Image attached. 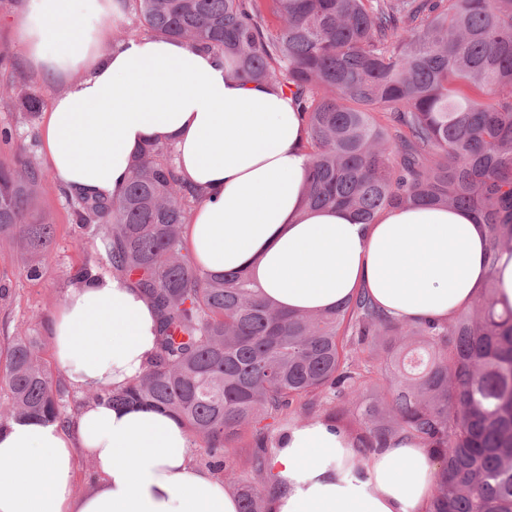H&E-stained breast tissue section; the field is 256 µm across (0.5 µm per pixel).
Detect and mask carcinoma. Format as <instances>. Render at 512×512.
I'll use <instances>...</instances> for the list:
<instances>
[{
	"label": "carcinoma",
	"instance_id": "carcinoma-1",
	"mask_svg": "<svg viewBox=\"0 0 512 512\" xmlns=\"http://www.w3.org/2000/svg\"><path fill=\"white\" fill-rule=\"evenodd\" d=\"M121 2L131 36L222 54L232 76L291 94L308 207L372 224L386 210L447 206L486 226L489 260L512 246V0ZM176 159L173 143L147 141L120 197L73 202L77 228L100 236L112 273L158 312L147 372L90 401L175 416L214 471L249 430L253 477L231 482L240 512H266L274 427L296 407L323 412L361 453L397 437L433 448L431 512H512V308L496 309L494 277L448 323L394 321L364 291L319 314L285 312L247 270L192 259L184 228L204 193ZM38 182L28 163L0 165V239L20 246L32 279L54 236L32 212ZM6 386L0 428L71 418L30 336L8 346Z\"/></svg>",
	"mask_w": 512,
	"mask_h": 512
}]
</instances>
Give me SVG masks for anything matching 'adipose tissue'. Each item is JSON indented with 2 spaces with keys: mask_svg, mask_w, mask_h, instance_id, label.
Listing matches in <instances>:
<instances>
[{
  "mask_svg": "<svg viewBox=\"0 0 512 512\" xmlns=\"http://www.w3.org/2000/svg\"><path fill=\"white\" fill-rule=\"evenodd\" d=\"M115 0H29L19 38L53 74L77 73L42 122V152L60 188L120 195L133 152L175 143L178 165L205 200L186 242L206 271L248 270L280 307L320 312L366 289L392 318L448 322L487 279L512 307V249L486 257L473 214L418 207L357 223L342 208L307 210L309 157L291 96L227 76L224 59L176 39L114 45ZM53 358L82 390L143 375L156 350L157 315L129 280L74 282L55 313ZM172 416L141 406L88 405L71 422L22 420L0 428V512H239L222 480L191 460ZM96 466L74 491L79 456ZM431 448L396 439L363 455L327 420L284 428L266 462L269 512H429Z\"/></svg>",
  "mask_w": 512,
  "mask_h": 512,
  "instance_id": "ef3b65f1",
  "label": "adipose tissue"
}]
</instances>
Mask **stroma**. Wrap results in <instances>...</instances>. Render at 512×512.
<instances>
[{"mask_svg":"<svg viewBox=\"0 0 512 512\" xmlns=\"http://www.w3.org/2000/svg\"><path fill=\"white\" fill-rule=\"evenodd\" d=\"M26 0H0V51L10 60L9 68L0 69V129H12L11 143L0 141V164L28 161L40 174L34 210L54 226V242L44 254L45 267L40 279H30L23 265L19 246L0 240V282L10 287L0 297V349L18 335L35 337L53 381L63 392L68 408L86 405L87 392L75 389L52 357L50 321L69 287V276L83 264L96 260L100 249L97 237L78 232L72 217V205L46 168L41 152V114L28 113L21 105L25 93L38 96L42 104L63 91L66 77H53L35 67L18 41L17 26L25 13Z\"/></svg>","mask_w":512,"mask_h":512,"instance_id":"1","label":"stroma"}]
</instances>
